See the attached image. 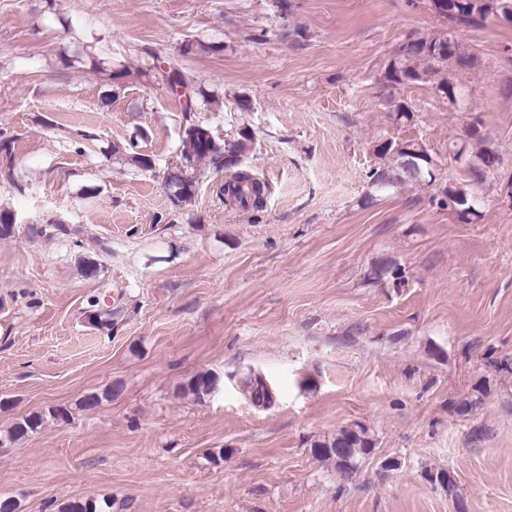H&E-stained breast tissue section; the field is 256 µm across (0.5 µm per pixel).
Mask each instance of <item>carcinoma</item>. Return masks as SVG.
<instances>
[{"label": "carcinoma", "instance_id": "carcinoma-1", "mask_svg": "<svg viewBox=\"0 0 512 512\" xmlns=\"http://www.w3.org/2000/svg\"><path fill=\"white\" fill-rule=\"evenodd\" d=\"M431 7L437 14L446 19L448 30L431 37L408 38L399 48L396 58L390 64L385 78L389 82L401 83L419 80L427 70L424 64L469 67L472 60L460 52L454 32L458 28L478 26L491 15H499L512 22V0H431ZM156 68L161 71L162 78L170 89L185 99L183 111L185 123L180 135L178 151L181 165L188 170L197 162H204L218 171L225 172L224 181L217 186L216 194L224 199L226 205H240L260 209L268 194V185L255 173L242 166V160L252 149L253 137L248 128L239 132V139L233 142L219 140L211 128L203 122L192 119L191 113L197 111L198 103L213 105L216 98L197 97L193 81L178 68L162 66L157 60ZM483 141L480 131L473 127L467 139L455 145L454 160L466 167L470 183L468 187H457L453 184L442 190L432 201L440 208H450L457 217L465 222H472L481 217L479 187L487 172L494 169L499 161L498 154L486 146L477 153L469 152L468 141ZM124 153L127 163L141 170L152 169L148 156L135 150L131 144L122 149L115 148L113 153ZM377 154L386 159V164L369 172L368 194L366 199L374 201L404 183L431 185L438 166L426 146L415 141H386L376 147ZM169 199L175 206H182L195 196L196 178L190 174L171 173L165 180ZM17 231L16 218L7 210L0 211V240L15 237ZM398 281L401 279L399 269L394 264L381 262L371 267L368 279L380 281L387 277ZM90 310L87 317L97 328L111 329L120 309L101 300L96 296L89 301ZM218 385L215 374L209 371L198 372L183 385V390L197 397L212 393ZM244 387L251 402L258 407H269L273 403V392L265 380L259 376H247ZM71 412L65 407H53L48 413L31 412L15 420L7 431L6 438L0 437V443H15L37 433L47 418L67 421ZM366 430L356 434L347 428L339 429L336 434L319 438L311 443V454L316 461L331 468L336 474L346 477L345 467L337 463L336 449L361 448L364 444L363 435ZM111 506L106 501L101 503L95 499H75L61 505L58 512H104Z\"/></svg>", "mask_w": 512, "mask_h": 512}]
</instances>
